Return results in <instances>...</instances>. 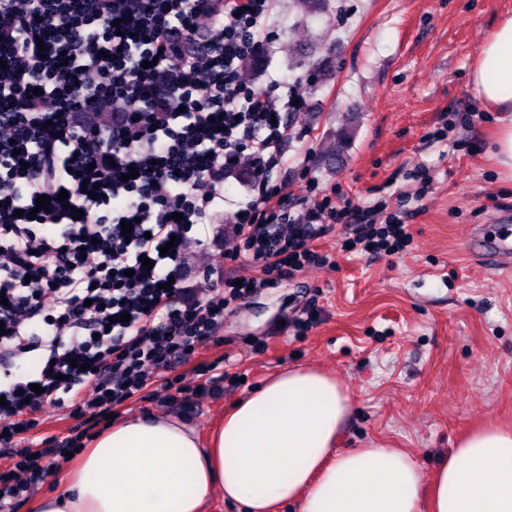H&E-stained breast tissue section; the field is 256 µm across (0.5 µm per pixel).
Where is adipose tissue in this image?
I'll return each mask as SVG.
<instances>
[{
	"instance_id": "1",
	"label": "adipose tissue",
	"mask_w": 512,
	"mask_h": 512,
	"mask_svg": "<svg viewBox=\"0 0 512 512\" xmlns=\"http://www.w3.org/2000/svg\"><path fill=\"white\" fill-rule=\"evenodd\" d=\"M497 112L493 155L512 181V17L487 36L471 73ZM352 398L315 368L287 367L242 395L210 435L161 413L98 434L34 512H512V426L461 437L432 476L399 448L341 451Z\"/></svg>"
}]
</instances>
